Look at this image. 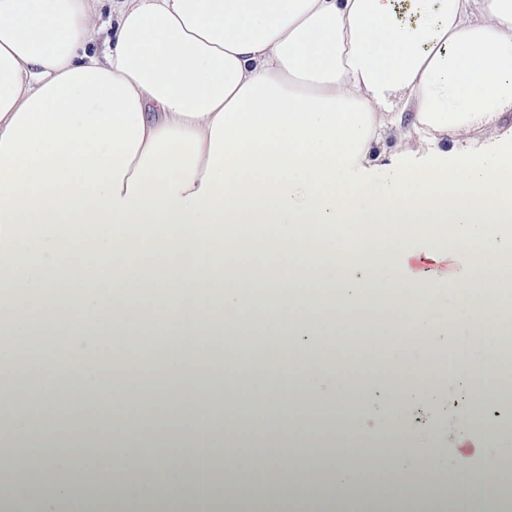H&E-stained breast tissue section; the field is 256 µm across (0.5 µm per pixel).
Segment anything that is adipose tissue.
Segmentation results:
<instances>
[{
  "mask_svg": "<svg viewBox=\"0 0 512 512\" xmlns=\"http://www.w3.org/2000/svg\"><path fill=\"white\" fill-rule=\"evenodd\" d=\"M100 0H0V295L11 335L64 336L69 356L30 375L18 370L0 391L18 400L65 402L74 388L109 393L115 413L86 416L87 443L61 448L53 431L34 437L26 413L10 436L22 448L0 453L22 504L44 512H222L245 500L249 512H297L351 499L356 469L386 480L363 512H424L442 484L444 450L429 434L413 467H402L412 425L389 428L398 458H313L314 480L282 488L298 468L293 440L267 451L284 401L331 403L352 389L345 348L317 343L290 370L269 371L265 347L241 358L231 342L247 318L279 339L318 334L319 313L355 309L350 287L374 312L401 314L412 340L435 334L437 289H448L455 323H473L448 345L470 397L512 395V378L478 352L512 336L496 282L512 280V0H113L104 53L92 43ZM452 150H443V142ZM384 220L387 245L366 248L342 233ZM276 225L254 242L240 228ZM324 232L349 277L323 276L307 261L274 270L264 255L297 253L289 225ZM471 244L474 268L494 280L421 263L427 232ZM203 256L200 267L146 275L141 255ZM37 304L29 318L22 306ZM164 311L142 320L138 308ZM91 316L93 327L74 324ZM225 337L224 360L183 355L198 331ZM148 336L172 352L166 374L188 400L220 390L224 406L193 428L191 454L144 457L153 418L129 411L143 382L113 384L122 365L112 339ZM336 369L325 373L324 359ZM257 406L251 434L224 451L240 401ZM121 455L103 453L112 434ZM110 472L101 505L60 473Z\"/></svg>",
  "mask_w": 512,
  "mask_h": 512,
  "instance_id": "1",
  "label": "adipose tissue"
}]
</instances>
